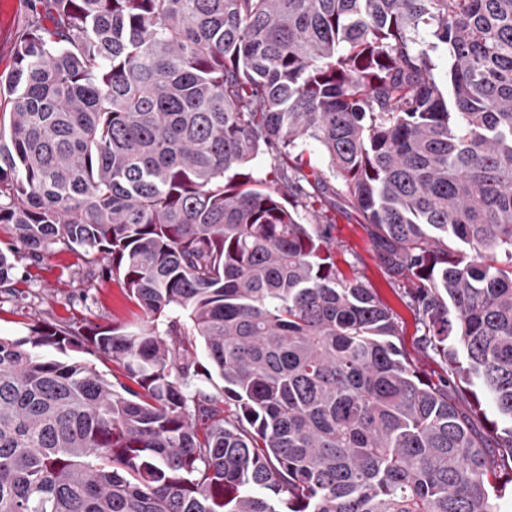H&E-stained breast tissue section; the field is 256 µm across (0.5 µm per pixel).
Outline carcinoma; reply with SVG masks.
Here are the masks:
<instances>
[{
  "label": "carcinoma",
  "instance_id": "carcinoma-1",
  "mask_svg": "<svg viewBox=\"0 0 512 512\" xmlns=\"http://www.w3.org/2000/svg\"><path fill=\"white\" fill-rule=\"evenodd\" d=\"M5 125L0 224L144 319L0 337V512H503L512 0H31ZM331 178L446 384L299 222Z\"/></svg>",
  "mask_w": 512,
  "mask_h": 512
}]
</instances>
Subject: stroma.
Returning a JSON list of instances; mask_svg holds the SVG:
<instances>
[{
  "mask_svg": "<svg viewBox=\"0 0 512 512\" xmlns=\"http://www.w3.org/2000/svg\"><path fill=\"white\" fill-rule=\"evenodd\" d=\"M28 12V0L0 4L2 75L13 67L17 31ZM300 214L303 223L317 227L332 243L341 270L367 280L397 314L396 343L419 374L435 382L443 378L439 357L423 349L421 326L405 304L408 282L395 280L384 270L359 214L318 193L308 199ZM16 265V291L0 288V336H27L31 327L41 322L108 327L136 322L141 315L117 280L92 277V266L83 253L60 246L39 262L20 257Z\"/></svg>",
  "mask_w": 512,
  "mask_h": 512,
  "instance_id": "1",
  "label": "stroma"
}]
</instances>
